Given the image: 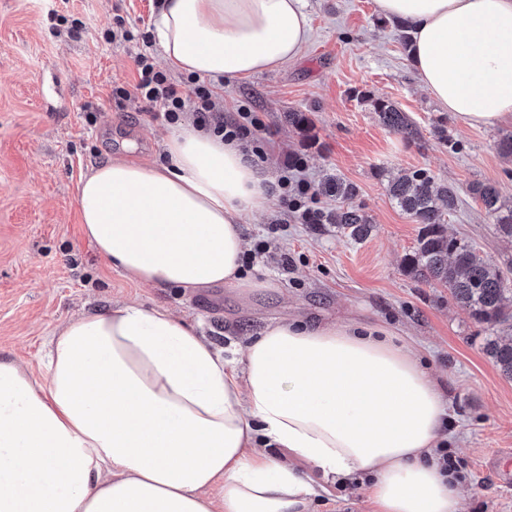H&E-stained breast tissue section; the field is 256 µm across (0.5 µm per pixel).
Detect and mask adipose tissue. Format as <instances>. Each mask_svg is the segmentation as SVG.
<instances>
[{"mask_svg":"<svg viewBox=\"0 0 512 512\" xmlns=\"http://www.w3.org/2000/svg\"><path fill=\"white\" fill-rule=\"evenodd\" d=\"M468 126L512 122V0H375ZM305 0H162L152 39L175 73L244 80L296 60ZM164 160L113 159L79 181L85 237L156 288L256 290L242 226L274 180L240 142L191 124ZM448 399L421 353L374 323L268 324L224 358L167 309L67 321L44 377L0 360V512H309L320 484L364 485L374 512H462L434 450Z\"/></svg>","mask_w":512,"mask_h":512,"instance_id":"adipose-tissue-1","label":"adipose tissue"}]
</instances>
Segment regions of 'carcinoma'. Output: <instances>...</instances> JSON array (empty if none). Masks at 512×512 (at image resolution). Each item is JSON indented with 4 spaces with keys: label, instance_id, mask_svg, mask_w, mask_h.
<instances>
[{
    "label": "carcinoma",
    "instance_id": "carcinoma-1",
    "mask_svg": "<svg viewBox=\"0 0 512 512\" xmlns=\"http://www.w3.org/2000/svg\"><path fill=\"white\" fill-rule=\"evenodd\" d=\"M372 106L383 126L408 139L417 135L413 122L394 102L376 98ZM322 191L346 200L356 195L353 185L338 180L328 182ZM388 192L398 207L421 225L417 248L403 259L404 271L419 282L450 288L457 306L486 326L489 335L483 338L482 350L511 379L512 335L501 336L499 332L512 329V281L471 245L448 233L443 208L450 212L456 209L455 187L438 184L427 171L419 169L391 180ZM470 193L481 203L496 233L512 241V204L502 201L499 189L477 182L471 185ZM322 224L333 226L353 241L365 239L372 231L365 213L352 205L323 213Z\"/></svg>",
    "mask_w": 512,
    "mask_h": 512
}]
</instances>
